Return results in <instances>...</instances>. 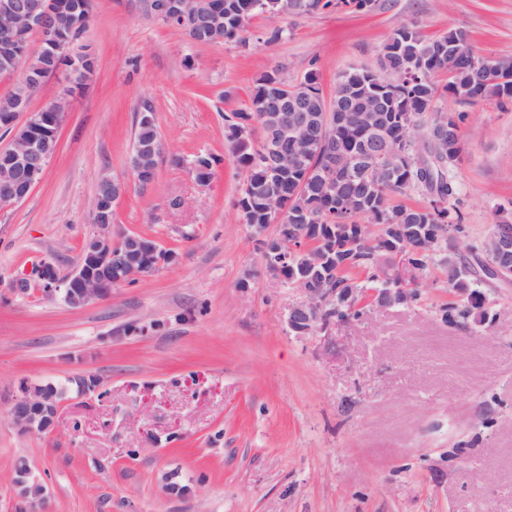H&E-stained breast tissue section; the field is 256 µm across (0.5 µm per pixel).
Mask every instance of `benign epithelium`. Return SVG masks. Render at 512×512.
<instances>
[{
	"label": "benign epithelium",
	"mask_w": 512,
	"mask_h": 512,
	"mask_svg": "<svg viewBox=\"0 0 512 512\" xmlns=\"http://www.w3.org/2000/svg\"><path fill=\"white\" fill-rule=\"evenodd\" d=\"M143 12L152 20L179 22L187 28L208 17L213 25L222 23V6L219 0H138ZM87 2L72 0L66 5L60 0H0V37L18 39L26 37L31 42L36 37L39 49L25 53L26 61L17 62L13 57L0 60V72L15 78L21 86L43 81L44 70L57 74L66 72L73 83L89 75L87 62L91 56L80 58L70 55L73 35L63 36L50 24L51 17L66 10L73 14L72 30H78L85 17ZM71 93L63 86L58 95L45 107V111L32 110L31 99L20 95L14 102L4 126L11 129L9 144L0 149L8 155L10 172L0 176V209H7L23 201L41 178L47 161L56 151L57 134L43 130L48 118L60 123L70 110ZM276 135L264 139L260 154L270 167L276 169L287 164L282 146L291 140H316L320 130L312 126V118L297 109L288 113L287 119L275 126ZM94 192L90 218L98 228L86 242L80 262L69 276L59 278L53 264L38 266L33 277L16 279L11 289L16 293L28 291L36 283L46 296L63 292L65 302L71 307H81L89 302L112 299V288L129 284L157 270L154 266L159 252L158 243L149 237L127 234L112 242V215L126 193V185L110 177L101 178ZM485 265L493 280L512 284V269L495 264L491 259ZM302 301L288 313V326L297 329L304 324L320 320V331H328L330 324L323 322L327 302L335 297V288H303ZM27 397L14 400L10 409L13 423L24 432H44L48 427L39 424Z\"/></svg>",
	"instance_id": "1"
}]
</instances>
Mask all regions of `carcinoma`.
<instances>
[{"mask_svg": "<svg viewBox=\"0 0 512 512\" xmlns=\"http://www.w3.org/2000/svg\"><path fill=\"white\" fill-rule=\"evenodd\" d=\"M224 21L209 27L201 44L243 46L249 38L248 21L261 9L246 11L248 0H221ZM373 0H266L271 15L302 16L327 7L368 10ZM460 47L448 60V48ZM448 72V82L439 86L435 76ZM42 87H13L0 97V115L12 110L20 92L35 98ZM298 93L306 97L323 129L322 142L304 151L299 165L270 171L259 150L249 145L241 128L256 121L278 94ZM462 104L484 99L512 100V58L482 54L462 31L450 30L429 38L414 24H404L378 51V68L352 67L336 79L331 103H326L319 78L311 70L290 84L276 69L264 71L251 91L249 106L232 113L225 126L239 164L247 170L237 209L247 225L268 227L275 223L276 204L284 210L285 224L304 227L297 249L282 271L284 280L308 287V279L325 271L322 288L340 292L327 307L324 319L358 321L373 301L387 306H411L420 298L418 287L402 292L392 280L390 268L397 255L427 274L438 269L446 275L450 297L438 310L450 325H482L490 321L484 292L481 245L471 244L473 261H465L444 239L445 226L466 234L462 215L450 202L455 187L448 165L461 151V127L465 112H439L435 106L441 93ZM375 103L386 115L382 129L354 127L346 105ZM417 134L413 140L392 147L390 140L403 129ZM159 139L156 124L137 123L135 144L149 145ZM424 189L426 204L409 207L393 201L398 195ZM377 226L372 232L369 225ZM365 274L363 280L354 273ZM33 408L39 420L51 421V410L68 388L46 383L32 387Z\"/></svg>", "mask_w": 512, "mask_h": 512, "instance_id": "carcinoma-1", "label": "carcinoma"}]
</instances>
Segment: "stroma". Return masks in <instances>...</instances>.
<instances>
[{
	"instance_id": "obj_1",
	"label": "stroma",
	"mask_w": 512,
	"mask_h": 512,
	"mask_svg": "<svg viewBox=\"0 0 512 512\" xmlns=\"http://www.w3.org/2000/svg\"><path fill=\"white\" fill-rule=\"evenodd\" d=\"M465 32L512 56V0H377L368 12L259 14L247 46L199 45L147 19L135 0H93L71 48L96 69L58 131L28 197L0 211V277L77 266L96 231V184L127 183L113 238L138 233L173 255L153 274L73 308L37 288L0 291V512H19L17 458L49 512H512V286L488 293L493 320L443 323L442 282L421 278L411 306L296 335L300 289L271 278L235 203L247 171L224 138L259 74L288 83L316 70L325 98L351 67L377 65L402 23ZM273 27L286 29L266 43ZM151 106L164 143L155 179L131 171ZM449 174L469 240L512 212V104L468 106ZM217 157L200 183L194 156ZM95 375L55 427L20 431V382Z\"/></svg>"
}]
</instances>
